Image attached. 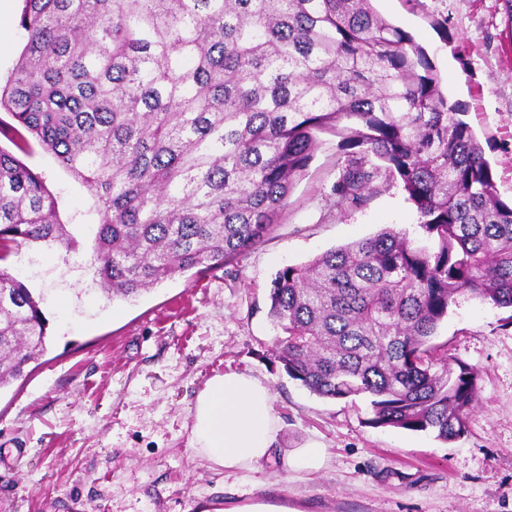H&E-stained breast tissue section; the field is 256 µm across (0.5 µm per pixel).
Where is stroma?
Masks as SVG:
<instances>
[{"label":"stroma","mask_w":512,"mask_h":512,"mask_svg":"<svg viewBox=\"0 0 512 512\" xmlns=\"http://www.w3.org/2000/svg\"><path fill=\"white\" fill-rule=\"evenodd\" d=\"M22 0L0 12V81L25 44ZM433 60L442 89L463 104L497 190L512 202V20L504 0H373ZM446 30H439V23ZM340 133L323 131L281 221L231 265L178 275L136 299L108 298L95 275L99 222L89 189L34 145L41 173L74 237L22 245L1 264L41 299L46 351L0 389V512H512V326L506 310L461 297L433 339L481 373L467 433L370 425L367 397H319L282 371L268 315L271 281L289 265L387 226L419 236L401 187L361 210L328 200ZM244 372L270 387L279 424L273 455L248 474L213 466L191 444L197 393L215 375ZM317 442L323 468L294 471L286 454Z\"/></svg>","instance_id":"1"}]
</instances>
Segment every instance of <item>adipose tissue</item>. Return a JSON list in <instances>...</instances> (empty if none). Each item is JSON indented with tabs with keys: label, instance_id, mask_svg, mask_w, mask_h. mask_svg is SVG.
I'll return each mask as SVG.
<instances>
[{
	"label": "adipose tissue",
	"instance_id": "adipose-tissue-1",
	"mask_svg": "<svg viewBox=\"0 0 512 512\" xmlns=\"http://www.w3.org/2000/svg\"><path fill=\"white\" fill-rule=\"evenodd\" d=\"M273 394L259 379L238 372L208 380L194 403L192 443L211 463L249 472L278 443Z\"/></svg>",
	"mask_w": 512,
	"mask_h": 512
}]
</instances>
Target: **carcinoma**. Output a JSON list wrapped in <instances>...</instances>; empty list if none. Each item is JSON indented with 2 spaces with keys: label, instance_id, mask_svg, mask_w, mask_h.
Listing matches in <instances>:
<instances>
[{
  "label": "carcinoma",
  "instance_id": "carcinoma-1",
  "mask_svg": "<svg viewBox=\"0 0 512 512\" xmlns=\"http://www.w3.org/2000/svg\"><path fill=\"white\" fill-rule=\"evenodd\" d=\"M26 43L0 86L37 143L96 198L103 290L132 299L231 264L279 223L316 132L348 131L343 211L399 185L422 238L390 227L280 270L269 316L286 375L371 397L370 423L455 441L480 372L431 345L462 296L512 310V204L436 67L371 0H23ZM74 244L41 174L0 149V262ZM40 301L0 269V389L46 350Z\"/></svg>",
  "mask_w": 512,
  "mask_h": 512
}]
</instances>
